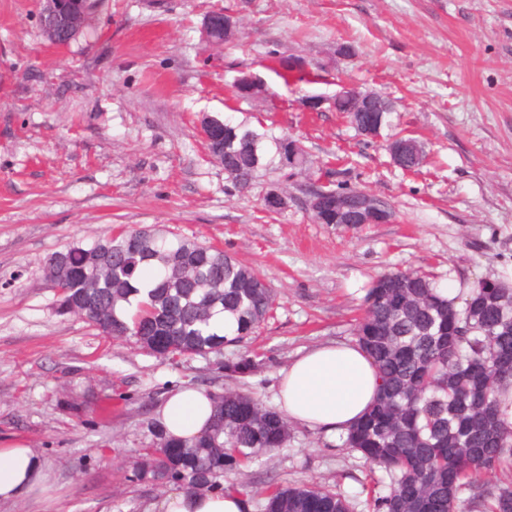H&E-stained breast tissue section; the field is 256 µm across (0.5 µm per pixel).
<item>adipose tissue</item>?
I'll list each match as a JSON object with an SVG mask.
<instances>
[{
  "mask_svg": "<svg viewBox=\"0 0 512 512\" xmlns=\"http://www.w3.org/2000/svg\"><path fill=\"white\" fill-rule=\"evenodd\" d=\"M381 381L366 354L356 346L324 344L295 357L278 372L276 399L293 422L328 434L343 432L372 407ZM159 419L176 437L200 434L213 415L204 392L181 388L158 410ZM50 489L46 464L21 442L0 447V504L20 499L41 502ZM162 512H246L241 495L220 491L170 493Z\"/></svg>",
  "mask_w": 512,
  "mask_h": 512,
  "instance_id": "ef3b65f1",
  "label": "adipose tissue"
}]
</instances>
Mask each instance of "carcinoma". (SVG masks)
<instances>
[{
  "label": "carcinoma",
  "instance_id": "cac0c4a2",
  "mask_svg": "<svg viewBox=\"0 0 512 512\" xmlns=\"http://www.w3.org/2000/svg\"><path fill=\"white\" fill-rule=\"evenodd\" d=\"M298 59L279 57L274 70L288 79ZM336 111L364 132L387 112H364L348 97ZM402 168L426 159L415 138ZM234 185L249 184L262 166V136L228 121L213 125L208 145ZM156 263L154 287L126 314L117 304L139 294V270ZM61 314L78 317L114 338L131 336L143 348L175 359L219 354L252 335L273 309L272 288L252 267L193 238L175 242L139 229L67 246L44 262ZM222 311L232 326L220 334ZM357 345L377 369L381 385L372 408L346 432L345 446L380 467L389 492L375 512H469L462 494L487 471H512V425L501 421L496 392L512 386V284L473 287L464 306L424 275L394 271L377 277L356 328ZM208 430L180 439L161 426L156 445L136 461L142 478L181 484L191 493L218 490L227 473L259 460L288 441L291 422L279 410L240 390L212 394ZM481 512H512V480L477 495ZM264 512H350L324 485L285 486L266 494Z\"/></svg>",
  "mask_w": 512,
  "mask_h": 512
}]
</instances>
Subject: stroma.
Returning <instances> with one entry per match:
<instances>
[{"instance_id":"stroma-1","label":"stroma","mask_w":512,"mask_h":512,"mask_svg":"<svg viewBox=\"0 0 512 512\" xmlns=\"http://www.w3.org/2000/svg\"><path fill=\"white\" fill-rule=\"evenodd\" d=\"M216 7L238 27L212 47L202 20ZM280 56L304 59L302 75L280 78ZM243 71L264 100L235 98ZM346 86L391 100L390 133L427 153L418 171L343 113L305 111V97ZM206 116L263 134L247 188L209 157ZM285 135L309 175L283 165ZM340 169L393 221L315 223L309 193ZM273 188L285 205L268 214ZM142 228L256 268L276 294L270 317L222 354L170 360L59 314L47 256ZM394 270L460 299L482 280L512 283V0H100L65 47L43 36L39 0H0V445L42 455L55 478L45 512H154L174 487L136 477L131 457L153 447L166 395L239 389L274 406L277 371L311 347L355 344L367 289ZM244 352L255 370L226 376L220 360ZM344 439L293 425L285 448L237 475L249 512L267 490L313 483L372 512L389 479Z\"/></svg>"}]
</instances>
